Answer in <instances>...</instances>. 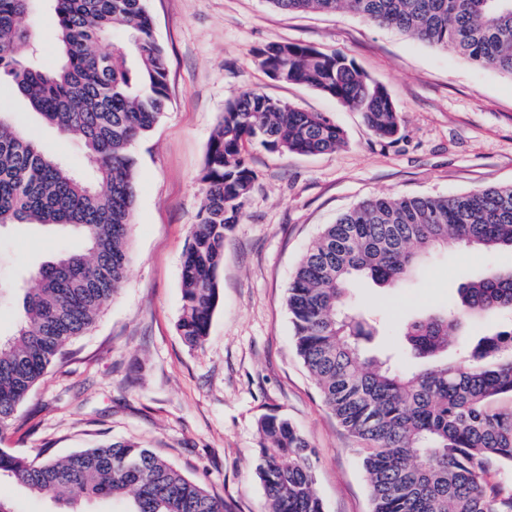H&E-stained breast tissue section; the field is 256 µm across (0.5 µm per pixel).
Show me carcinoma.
Returning a JSON list of instances; mask_svg holds the SVG:
<instances>
[{
  "mask_svg": "<svg viewBox=\"0 0 512 512\" xmlns=\"http://www.w3.org/2000/svg\"><path fill=\"white\" fill-rule=\"evenodd\" d=\"M61 62L51 68L30 42L32 0H0V78L60 134L76 139L93 167L88 181L44 151L0 111V226H69L85 241L35 273L23 318L0 342V429L13 420L72 340L87 332L120 288L134 222V145L154 129L168 101L167 63L145 0H50ZM288 12L347 9L512 76V0H268ZM108 49H102V45ZM267 74L310 87L363 114L393 139L401 113L386 89L337 53L272 42L256 53ZM316 155L346 144L331 117L304 112L258 90L230 100L209 141L206 195L192 225L177 328L190 345L208 335L219 301L224 244L256 181L244 144ZM512 251V185L451 197H379L325 225L288 284L297 351L326 406L359 443L373 512H512V332L462 341L468 320L512 318V270L460 283L442 311L409 320L399 351L434 364L411 369L362 356L375 327L353 311L358 279L399 287L436 247ZM257 476L270 512H324L309 443L288 419L259 424ZM73 505V494L110 500L120 512H224V501L152 450L111 441L63 459L28 460L0 449V474Z\"/></svg>",
  "mask_w": 512,
  "mask_h": 512,
  "instance_id": "cac0c4a2",
  "label": "carcinoma"
}]
</instances>
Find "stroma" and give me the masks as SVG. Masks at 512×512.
<instances>
[{
    "label": "stroma",
    "mask_w": 512,
    "mask_h": 512,
    "mask_svg": "<svg viewBox=\"0 0 512 512\" xmlns=\"http://www.w3.org/2000/svg\"><path fill=\"white\" fill-rule=\"evenodd\" d=\"M146 6L166 50L169 101L134 147L138 193L126 276L94 327L73 339L66 360L49 368L0 432V448L31 460L61 458L130 439L223 498L224 512H269L256 453L261 418L278 414L310 445L325 512H370L357 442L297 353L287 286L323 226L361 201L512 185V77L347 10L288 13L267 0H146ZM28 23L42 59L55 62L57 19L48 0H38ZM276 41L341 54L383 84L401 112L398 139L379 140L360 112L272 79L254 53ZM248 89L332 116L347 143L318 155L246 144L257 180L224 246L209 333L192 346L177 322L184 253L206 192L205 154L225 103ZM0 110L76 175L92 177L80 145L44 123L5 78ZM83 247L70 230L0 227V280L9 286L0 299V339L11 337L21 320L33 271ZM491 268L512 269V252L439 249L403 287L358 282L353 308L386 322L366 350L394 346L402 321L446 308L461 282Z\"/></svg>",
    "instance_id": "35a3bbf8"
}]
</instances>
